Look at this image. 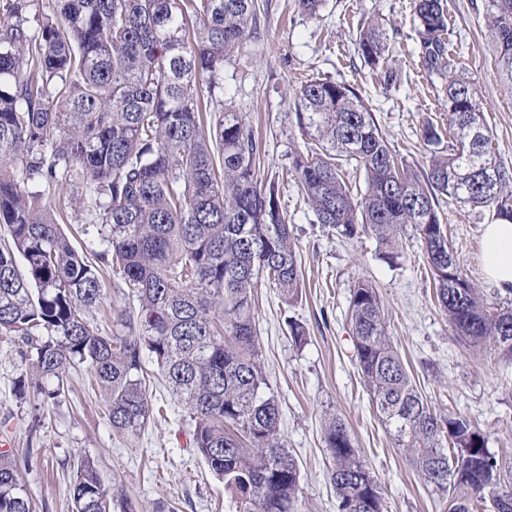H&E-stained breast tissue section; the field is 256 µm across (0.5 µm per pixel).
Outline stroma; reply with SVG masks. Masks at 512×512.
<instances>
[{"mask_svg": "<svg viewBox=\"0 0 512 512\" xmlns=\"http://www.w3.org/2000/svg\"><path fill=\"white\" fill-rule=\"evenodd\" d=\"M260 23L226 64L224 102L246 113L262 144L261 179L278 181L280 207L294 228L303 288L283 304L277 289L259 281V360L281 408V434L300 467L298 512H336L322 442L323 414L331 410L348 424L361 454L377 477L387 512H445L446 503L401 454L360 384L348 317L357 278L377 289L389 334L424 398L439 414L460 413L484 432L491 452L512 460V360L472 350L461 342L435 301V288L421 242L406 228L401 256L390 266L376 256L369 237L338 238L318 224L289 173L292 155L304 150L295 124L296 93L313 78L355 88L393 153L414 169L426 168L421 138L425 123L448 133L441 81L421 65L413 0H323L317 14L298 0H259ZM448 41L465 78L476 86L493 147L512 172V86L502 76L486 27L491 0H445ZM387 23L399 78L384 84L358 56L360 25ZM58 224L85 253L102 251L84 214L67 193H46ZM439 210L459 260L488 302L507 304L512 294L485 278L483 227L495 223L492 207L472 208L440 198ZM304 324L308 342L296 346L288 319ZM16 338L0 336V433L12 436L34 512H72L69 486L78 458H94L102 481L132 500L136 512L170 503L178 512H235L190 444L186 410L168 389L151 381L149 393L160 416L136 440L113 432L107 405L94 390L85 366H69L67 388L57 403L37 407L16 391L27 365Z\"/></svg>", "mask_w": 512, "mask_h": 512, "instance_id": "35a3bbf8", "label": "stroma"}]
</instances>
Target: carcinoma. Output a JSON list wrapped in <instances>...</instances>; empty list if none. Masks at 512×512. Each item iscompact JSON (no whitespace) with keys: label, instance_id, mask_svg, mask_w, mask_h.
Segmentation results:
<instances>
[{"label":"carcinoma","instance_id":"1","mask_svg":"<svg viewBox=\"0 0 512 512\" xmlns=\"http://www.w3.org/2000/svg\"><path fill=\"white\" fill-rule=\"evenodd\" d=\"M30 0L0 5V335L25 344L17 392L56 400L63 368L87 365L112 429L133 440L152 414L144 358L190 418L191 444L237 512H296L300 468L280 431V407L259 363L253 291L265 277L290 306L302 288L279 184L258 178L261 143L242 112L209 124L205 90L257 29V0H54L31 31ZM422 66L442 80L448 148L428 124V167L398 160L351 86L315 78L296 94L308 140L290 173L318 223L341 237L370 234L395 263L404 228L421 241L436 299L456 336L512 359V307L490 305L461 267L438 197L493 205L512 221L477 89L453 68L444 0H414ZM486 26L512 83V0H492ZM383 19L364 23L357 54L396 80ZM363 171L355 190L343 168ZM82 181L81 204L105 245L91 259L56 223L46 188ZM136 305L108 334L93 314L107 297L103 268ZM357 373L395 445L448 496V512H512V464L465 416L440 415L413 383L388 333L380 296L351 290ZM337 512H387L383 489L342 418L324 416ZM75 512H111L94 459L70 486ZM0 512H33L12 451H0Z\"/></svg>","mask_w":512,"mask_h":512}]
</instances>
